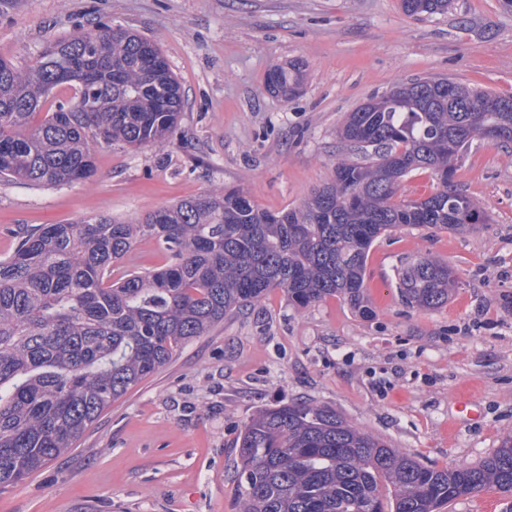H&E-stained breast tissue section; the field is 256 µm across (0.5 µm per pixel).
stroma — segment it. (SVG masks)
<instances>
[{"label":"stroma","instance_id":"obj_1","mask_svg":"<svg viewBox=\"0 0 512 512\" xmlns=\"http://www.w3.org/2000/svg\"><path fill=\"white\" fill-rule=\"evenodd\" d=\"M101 22L154 41L185 93L161 145L95 150L73 186L0 181V259L40 224L131 220L239 189L277 214L330 183L348 112L419 78L512 95V0H452L410 17L400 0H15L0 57L28 67L50 42ZM301 63L300 92L269 93ZM455 182L486 214L461 232L403 226L366 260L365 302L301 309L271 289L177 349L115 401L78 448L0 489V512H237V441L262 408L324 404L439 468L477 465L512 434V148L473 140ZM421 256L458 284L435 310L406 305L398 273ZM473 412H458L462 389ZM303 83V70L297 63L277 67L268 75L267 86L271 93L290 97L295 95Z\"/></svg>","mask_w":512,"mask_h":512}]
</instances>
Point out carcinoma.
<instances>
[{"label": "carcinoma", "instance_id": "1", "mask_svg": "<svg viewBox=\"0 0 512 512\" xmlns=\"http://www.w3.org/2000/svg\"><path fill=\"white\" fill-rule=\"evenodd\" d=\"M449 0H401L411 17ZM297 63L268 75L290 97ZM70 92L56 97L57 90ZM183 109L181 84L152 40L99 24L49 44L19 69L0 57V177L71 185L95 170V149L161 144ZM512 144V96L419 79L347 114L340 138L364 161L342 159L303 206L273 214L239 190L183 199L136 221L109 216L43 224L0 260V486L22 482L78 447L113 402L224 316L279 288L308 307L336 296L359 307L373 243L400 226L457 231L484 212L453 182L474 139ZM430 170L437 187L397 199L404 177ZM154 239L169 264L124 265ZM457 275L419 257L399 273L412 307L448 302ZM239 512H439L488 488L512 493V435L478 465L438 469L389 447L335 409L290 403L259 410L239 437Z\"/></svg>", "mask_w": 512, "mask_h": 512}]
</instances>
